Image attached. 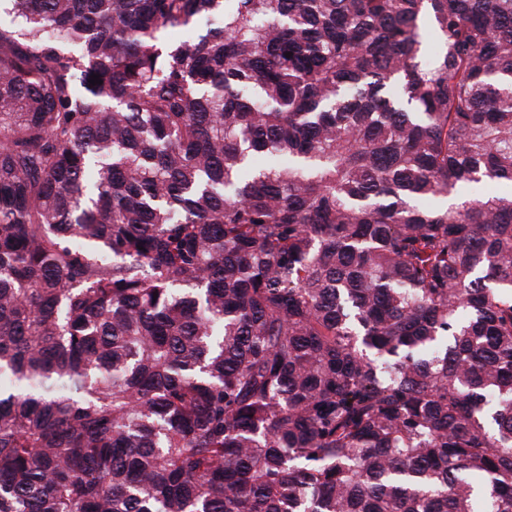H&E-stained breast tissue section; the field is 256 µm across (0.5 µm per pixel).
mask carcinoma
<instances>
[{
    "label": "carcinoma",
    "mask_w": 512,
    "mask_h": 512,
    "mask_svg": "<svg viewBox=\"0 0 512 512\" xmlns=\"http://www.w3.org/2000/svg\"><path fill=\"white\" fill-rule=\"evenodd\" d=\"M10 2L0 512H512V0Z\"/></svg>",
    "instance_id": "carcinoma-1"
}]
</instances>
